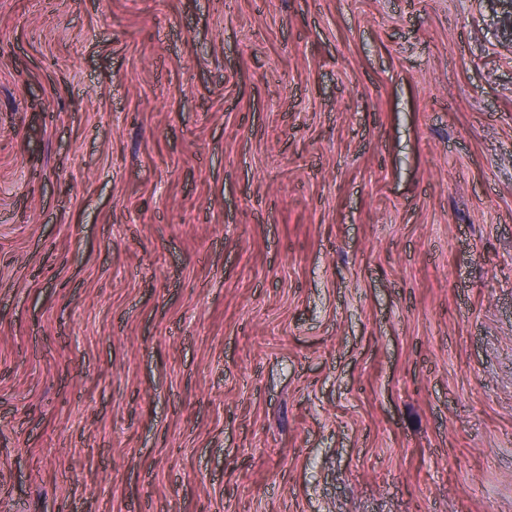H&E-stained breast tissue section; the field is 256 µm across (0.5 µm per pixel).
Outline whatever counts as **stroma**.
<instances>
[{
    "mask_svg": "<svg viewBox=\"0 0 512 512\" xmlns=\"http://www.w3.org/2000/svg\"><path fill=\"white\" fill-rule=\"evenodd\" d=\"M0 512H512V0H0Z\"/></svg>",
    "mask_w": 512,
    "mask_h": 512,
    "instance_id": "1",
    "label": "stroma"
}]
</instances>
